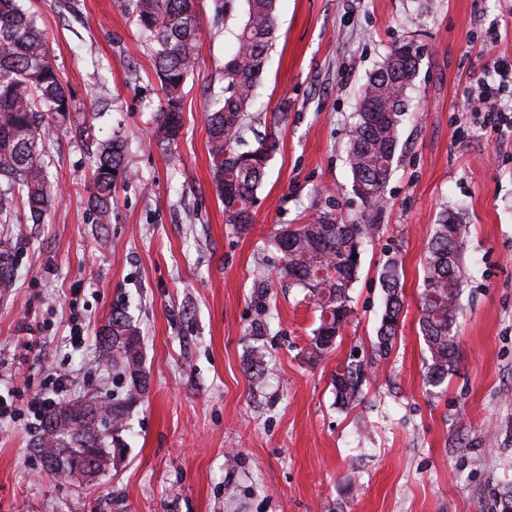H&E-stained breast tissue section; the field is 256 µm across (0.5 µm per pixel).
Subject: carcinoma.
I'll list each match as a JSON object with an SVG mask.
<instances>
[{
  "label": "carcinoma",
  "instance_id": "cac0c4a2",
  "mask_svg": "<svg viewBox=\"0 0 512 512\" xmlns=\"http://www.w3.org/2000/svg\"><path fill=\"white\" fill-rule=\"evenodd\" d=\"M276 0H246L245 21L236 47L224 63V94L207 115L208 152L216 192L224 204L225 223L241 231L253 223V207L266 167L277 149L273 138L260 137L241 149V131L275 34ZM132 14L152 44L155 75L166 105L156 118L153 139L160 146L175 143L181 129V99L187 78L198 66L200 16L191 0H133ZM419 65V51L409 43L395 47L362 89L356 122L348 141L346 163L353 193L372 213L382 209L385 187L394 172L400 123ZM73 104L52 63L48 40L20 0H0V213L19 200L33 223H40L59 186L51 183L38 144L70 119ZM128 178L124 143L112 138L101 144L92 164L88 205L104 213L117 182ZM380 225L364 217L345 220L331 211L306 224L280 227L273 236L280 253L277 278L307 290L319 324L307 347L316 362L330 353L336 337L352 314L350 290L362 266L365 244ZM457 213L443 212L434 225L425 258L420 297V330L427 346L426 384L438 388L459 362L454 331L461 288L466 280L461 244L467 234ZM384 311L373 353L388 356L395 344L404 296L398 265L386 263L380 272ZM103 358L117 370L120 399L60 401L34 443L46 468L60 476L84 481L108 469L110 445L118 443L130 407L146 393L148 376L142 368L139 338L123 315L115 314L103 329ZM368 364L353 360L336 368L332 386L336 403L351 410L370 383Z\"/></svg>",
  "mask_w": 512,
  "mask_h": 512
}]
</instances>
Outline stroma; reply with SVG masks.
Listing matches in <instances>:
<instances>
[{
    "instance_id": "obj_1",
    "label": "stroma",
    "mask_w": 512,
    "mask_h": 512,
    "mask_svg": "<svg viewBox=\"0 0 512 512\" xmlns=\"http://www.w3.org/2000/svg\"><path fill=\"white\" fill-rule=\"evenodd\" d=\"M75 110L44 148L61 191L42 223L0 215V377L25 396L50 371L68 401L112 396L101 333L120 310L141 338L149 387L120 454L96 481L45 471L25 421L0 422V512H506L512 486V127L481 111L482 81L512 62V0H278L276 32L246 141L276 138L253 224L224 221L207 104L224 88L243 0H199V63L174 145L152 139L164 94L149 41L118 0H22ZM499 39L484 47L488 29ZM421 49L398 160L335 350L303 354L318 314L276 277L275 228L324 211L364 213L345 150L359 94L392 48ZM126 146L129 179L104 218L88 207L98 142ZM462 210L467 278L460 366L442 393L423 381L419 298L443 209ZM396 260L405 305L388 358L372 353L379 273ZM87 318L81 349L71 307ZM263 347L261 375L248 366ZM372 362L359 406L331 384Z\"/></svg>"
}]
</instances>
